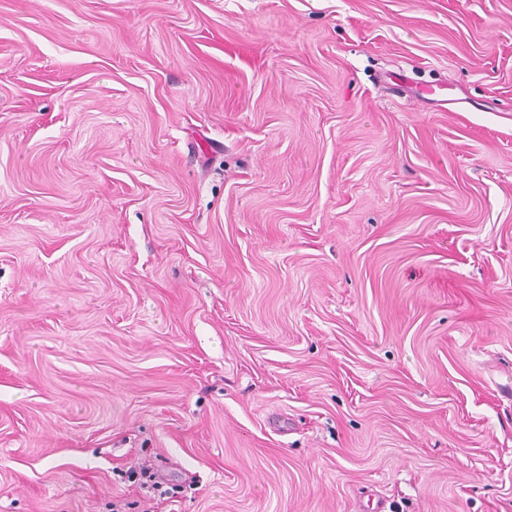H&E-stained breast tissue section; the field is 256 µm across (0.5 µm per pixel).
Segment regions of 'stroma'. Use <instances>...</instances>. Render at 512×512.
Returning a JSON list of instances; mask_svg holds the SVG:
<instances>
[{"label":"stroma","instance_id":"stroma-1","mask_svg":"<svg viewBox=\"0 0 512 512\" xmlns=\"http://www.w3.org/2000/svg\"><path fill=\"white\" fill-rule=\"evenodd\" d=\"M373 493L512 512V0H0V512Z\"/></svg>","mask_w":512,"mask_h":512}]
</instances>
